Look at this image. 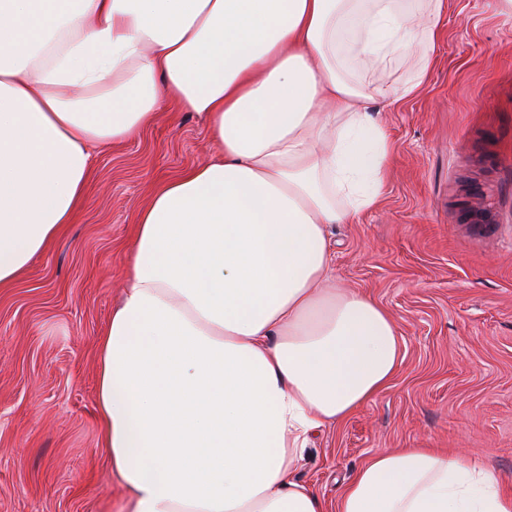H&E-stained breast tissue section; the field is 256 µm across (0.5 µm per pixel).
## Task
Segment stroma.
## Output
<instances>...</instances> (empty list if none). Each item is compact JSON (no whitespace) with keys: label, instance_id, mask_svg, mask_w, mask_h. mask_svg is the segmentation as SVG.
<instances>
[{"label":"stroma","instance_id":"1","mask_svg":"<svg viewBox=\"0 0 512 512\" xmlns=\"http://www.w3.org/2000/svg\"><path fill=\"white\" fill-rule=\"evenodd\" d=\"M393 146L376 208L329 237L332 276L404 340L389 387L316 433L296 476L335 506L376 453L461 448L512 487V19L448 0L421 90L375 115ZM202 117L164 113L92 152L84 209L0 289V512H120L99 446L97 343L122 295L136 216L206 161Z\"/></svg>","mask_w":512,"mask_h":512}]
</instances>
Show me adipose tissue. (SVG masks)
Wrapping results in <instances>:
<instances>
[{
  "label": "adipose tissue",
  "mask_w": 512,
  "mask_h": 512,
  "mask_svg": "<svg viewBox=\"0 0 512 512\" xmlns=\"http://www.w3.org/2000/svg\"><path fill=\"white\" fill-rule=\"evenodd\" d=\"M447 0H0V288L85 204L93 148L165 108L217 154L137 218L98 340L100 442L123 512H512L468 454L373 455L335 510L295 470L389 384L386 308L333 280L328 230L378 205L371 117L416 94ZM409 60L397 87L348 67Z\"/></svg>",
  "instance_id": "1"
}]
</instances>
